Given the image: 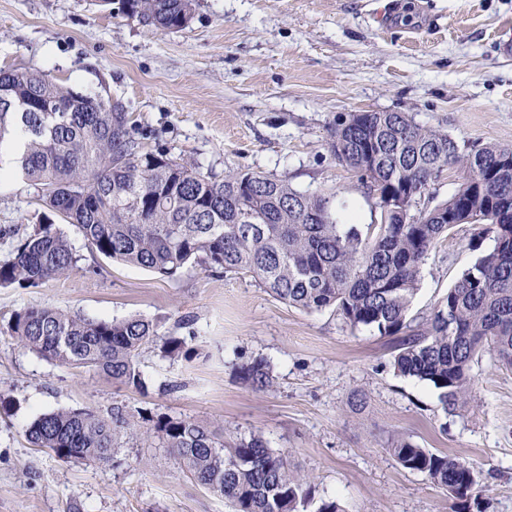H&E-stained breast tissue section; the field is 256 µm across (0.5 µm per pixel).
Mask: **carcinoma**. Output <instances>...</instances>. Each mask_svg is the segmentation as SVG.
Segmentation results:
<instances>
[{
  "label": "carcinoma",
  "mask_w": 512,
  "mask_h": 512,
  "mask_svg": "<svg viewBox=\"0 0 512 512\" xmlns=\"http://www.w3.org/2000/svg\"><path fill=\"white\" fill-rule=\"evenodd\" d=\"M123 10L164 30L190 20L194 0H122ZM26 150L15 168L31 182L41 205L79 227L89 246L112 260L173 276L190 261L251 275L291 307L336 311L352 328L401 336L395 371L431 383L445 411L474 401L473 365L489 353L512 367V149L486 145L460 152L448 133L401 112H350L336 119L333 152L366 188L380 187V218L361 227L340 220L335 196L300 191L287 181L240 170L219 179L148 151L135 137L123 106L75 93L30 68L0 69V148L17 137ZM466 176L448 199L418 206L445 168ZM477 226L490 239L448 289L426 326L406 318L429 251L454 223ZM77 267V257L52 223L40 224L12 258L0 264V285L36 287ZM8 330L47 359L99 370L127 386L143 387L136 357L154 336L140 318L89 321L58 308H24ZM184 337L163 346L168 357L188 355ZM255 390L272 382L263 359L240 367ZM29 442L56 457L116 462L124 444L156 438L180 470L227 499L233 512H302L307 481L288 451L273 450L252 433L234 447L206 421L159 416L150 426L115 403L106 415L89 408L41 414ZM393 456L468 508L475 467L408 440Z\"/></svg>",
  "instance_id": "cac0c4a2"
}]
</instances>
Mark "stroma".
Here are the masks:
<instances>
[{
  "instance_id": "1",
  "label": "stroma",
  "mask_w": 512,
  "mask_h": 512,
  "mask_svg": "<svg viewBox=\"0 0 512 512\" xmlns=\"http://www.w3.org/2000/svg\"><path fill=\"white\" fill-rule=\"evenodd\" d=\"M387 2L195 0L185 27L156 31L121 0H0V68L121 103L146 149L220 177L260 171L335 194L339 214L366 225L379 210L333 153L337 116L403 112L465 152L512 148V0H397L382 24ZM45 221L21 175L0 179V263ZM55 227L77 269L35 288L0 286V395L11 400L0 409V512H230L169 449L133 442L115 466L63 461L27 439L40 414L116 403L262 434L308 476L307 512L329 498L342 512H455L444 489L396 461L397 437L474 465L470 512H512V369L482 357L474 407L450 414L433 385L395 372L398 337L290 307L250 276L198 262L163 277L91 250L75 225ZM473 233L457 225L429 252L410 320L430 318L472 262ZM41 307L152 323L137 358L143 389L22 348L7 324ZM171 337L190 338L191 354L164 356ZM256 358L274 376L262 391L239 374Z\"/></svg>"
}]
</instances>
